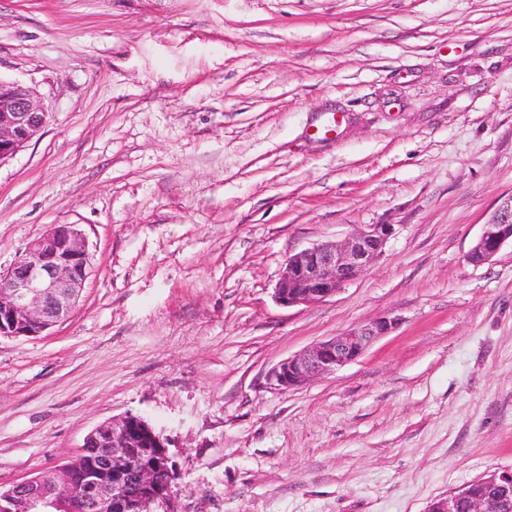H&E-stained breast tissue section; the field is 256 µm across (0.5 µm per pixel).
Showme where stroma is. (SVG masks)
<instances>
[{
    "instance_id": "35a3bbf8",
    "label": "stroma",
    "mask_w": 512,
    "mask_h": 512,
    "mask_svg": "<svg viewBox=\"0 0 512 512\" xmlns=\"http://www.w3.org/2000/svg\"><path fill=\"white\" fill-rule=\"evenodd\" d=\"M0 77L44 133L0 164V269L76 224L74 315L0 337V487L99 424L171 441L177 512H426L512 467V0H0ZM390 224L336 295L290 254ZM389 314L357 360L281 361ZM509 241L512 244V196L505 200L483 225L480 236L467 255V260L475 265L483 264Z\"/></svg>"
}]
</instances>
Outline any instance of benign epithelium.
Returning <instances> with one entry per match:
<instances>
[{"label":"benign epithelium","instance_id":"benign-epithelium-1","mask_svg":"<svg viewBox=\"0 0 512 512\" xmlns=\"http://www.w3.org/2000/svg\"><path fill=\"white\" fill-rule=\"evenodd\" d=\"M37 95L0 77V164L13 158L49 124ZM393 232L391 224H363L340 243L316 244L291 254L275 288L288 307L323 302L364 274ZM512 242V196L490 216L467 260L483 264ZM89 255L76 224H51L30 241L15 263L0 271V336H40L76 310L88 278ZM382 315L358 330L318 342L279 363L272 372L293 389L356 360L377 338L392 332ZM176 462L168 439L142 417L126 414L98 425L81 452L60 468L0 488V512H174L170 508ZM433 502L427 512H512V469L475 480Z\"/></svg>","mask_w":512,"mask_h":512}]
</instances>
